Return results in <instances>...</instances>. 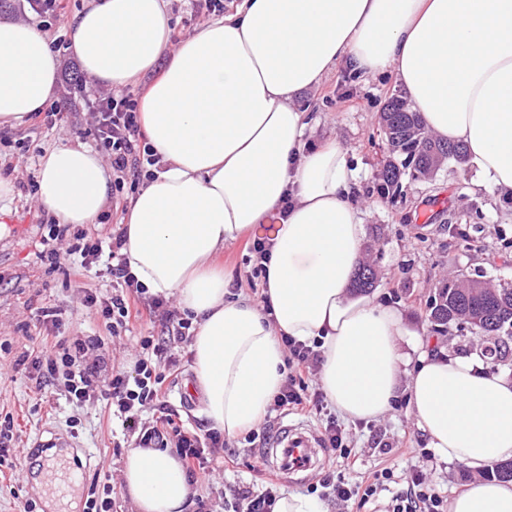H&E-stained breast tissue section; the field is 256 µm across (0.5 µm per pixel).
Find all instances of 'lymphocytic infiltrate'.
I'll return each mask as SVG.
<instances>
[{"instance_id": "f902f5d3", "label": "lymphocytic infiltrate", "mask_w": 512, "mask_h": 512, "mask_svg": "<svg viewBox=\"0 0 512 512\" xmlns=\"http://www.w3.org/2000/svg\"><path fill=\"white\" fill-rule=\"evenodd\" d=\"M99 148L112 167V197L122 199L126 187H138L150 179L152 166L159 156L139 139L138 100L127 92H102L91 102ZM48 237L51 248L39 254L41 264L55 271L71 265L78 273H88L98 263L116 283L115 293L98 296L85 293L80 303L95 309L113 337L126 333L132 323L150 319L162 327L161 336H142L136 341L139 349L133 370L109 365L100 337L89 336L73 340L46 337L42 353L36 357L22 355L19 365L35 374L36 383L64 378L68 400L82 405L103 397L113 415L136 448H171L181 461L189 483L208 480L213 463L223 457L228 446L222 432L200 424L179 420L168 405L169 386L182 372L181 359L172 350L173 344L187 341L192 321L171 309L168 300L149 295L147 289L131 273L121 252L125 233L117 229L109 235L89 234L71 224H50ZM288 365L294 374L288 375L269 407L270 417L264 418L261 429L269 431L273 417L291 413L320 414L322 394H307L305 376L317 374L321 355L315 346L286 336L282 339ZM154 419H146L147 411ZM396 476L392 469L374 474L372 479L358 484L349 483L344 475L325 472L319 479L321 495L331 501L347 502L353 498L367 501L382 489L385 480ZM406 491L391 499L387 512H446L442 496L422 470L407 467L399 475ZM260 489L243 487L235 490L232 512H275L280 498L277 482L271 478L260 481Z\"/></svg>"}]
</instances>
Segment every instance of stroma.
<instances>
[{"instance_id":"1","label":"stroma","mask_w":512,"mask_h":512,"mask_svg":"<svg viewBox=\"0 0 512 512\" xmlns=\"http://www.w3.org/2000/svg\"><path fill=\"white\" fill-rule=\"evenodd\" d=\"M87 3L63 0L59 19L46 29L60 60L58 87L51 102L56 112L54 121L31 118L0 127V177L10 179L15 187L9 211L0 215V224L11 230L9 237L0 240V412L12 414L16 428L15 467L0 477V512H24L31 501L36 504L34 512H49L43 494L33 485L34 461L28 455L42 442L52 440L57 447L69 449L68 467L84 484L100 471L111 483H119L122 460L130 448L105 401L74 406L64 397L62 381L39 389L15 369V361L22 354H38L45 332L41 312L57 306L64 314L54 335L68 339L103 337L113 344L115 363L128 370L135 364L134 350L113 339L99 316L77 303L91 288L105 295L111 293V276L104 271L89 277L62 270L49 273L36 258L50 216L31 192L30 184L38 179L45 147L96 143L86 103L94 97L97 86L69 54L66 37L68 21ZM395 89L393 79H362L346 66H339L319 87L301 97L302 104L320 118L306 139L311 143L341 142L360 170L354 196L364 213L362 258L377 266L375 292L380 301L403 311L408 327L418 337L438 341L449 355H463L478 348V341L456 332L434 337L425 318L426 305L437 282L454 270L512 282V249L503 248L504 240L512 241V197L477 191L478 168L451 162L428 181L405 182L403 194L395 201L382 199L377 187L386 150L379 115ZM475 211L484 215L480 241L467 248L449 236L448 226L465 223ZM264 234L263 226H256L252 233L225 244L219 258L229 284L238 285L240 295L247 298L253 295L247 281L248 247ZM344 428L353 453L361 461L360 473L349 474L350 482H358L364 473L385 468L398 472L415 465L427 474L440 495L447 497L455 487L475 478L467 466L438 461L431 449L425 448L405 401H398L385 417L348 421ZM263 443L260 437L251 442L241 436L231 439L238 455L236 469L215 475L210 483L194 485L193 494L216 499L231 486L249 482L254 467L261 464Z\"/></svg>"}]
</instances>
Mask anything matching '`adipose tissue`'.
I'll use <instances>...</instances> for the list:
<instances>
[{
    "instance_id": "obj_1",
    "label": "adipose tissue",
    "mask_w": 512,
    "mask_h": 512,
    "mask_svg": "<svg viewBox=\"0 0 512 512\" xmlns=\"http://www.w3.org/2000/svg\"><path fill=\"white\" fill-rule=\"evenodd\" d=\"M165 0H92L69 23V51L98 85L141 78L147 143L161 162L130 203L122 248L149 294L197 318L190 343L203 413L234 438L281 388L282 337L320 341L322 391L346 420L398 397L442 462L479 471L512 460V382L472 352L411 338L402 312L350 282L364 229L358 172L339 141L305 149L317 123L298 97L339 64L390 75L439 140L465 145L481 190L512 192V0H240L172 43ZM59 58L28 23L0 21V126L43 111ZM112 170L89 145L39 160L38 200L60 224H93ZM267 306L229 298L215 264L225 243L280 208ZM134 512H184L191 489L166 449L133 448L121 467ZM447 512H512V481L456 489Z\"/></svg>"
}]
</instances>
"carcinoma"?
<instances>
[{
    "label": "carcinoma",
    "instance_id": "carcinoma-1",
    "mask_svg": "<svg viewBox=\"0 0 512 512\" xmlns=\"http://www.w3.org/2000/svg\"><path fill=\"white\" fill-rule=\"evenodd\" d=\"M380 125L388 152L381 174L380 193L384 199L401 195L405 178L428 180L447 161L467 162L466 148L435 139L400 93L388 98ZM376 283L375 265L360 263L355 289L365 292ZM426 317L432 333L442 335L453 328L463 330L480 342L493 345L504 358V339L512 340V284L493 288L482 279L450 275L427 303Z\"/></svg>",
    "mask_w": 512,
    "mask_h": 512
}]
</instances>
